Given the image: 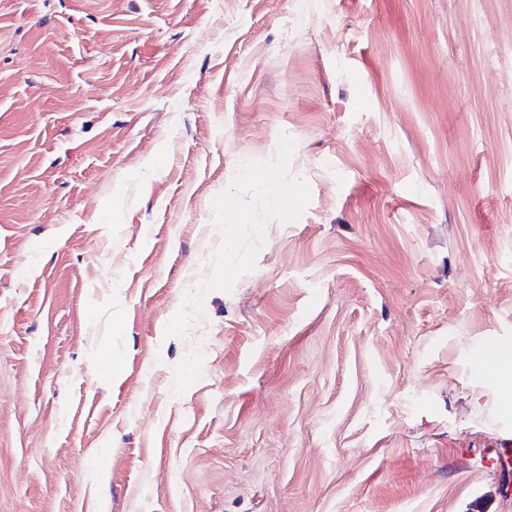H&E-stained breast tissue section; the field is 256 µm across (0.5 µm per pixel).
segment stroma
Here are the masks:
<instances>
[{"instance_id":"1","label":"stroma","mask_w":512,"mask_h":512,"mask_svg":"<svg viewBox=\"0 0 512 512\" xmlns=\"http://www.w3.org/2000/svg\"><path fill=\"white\" fill-rule=\"evenodd\" d=\"M488 348L512 0H0V512H512Z\"/></svg>"}]
</instances>
